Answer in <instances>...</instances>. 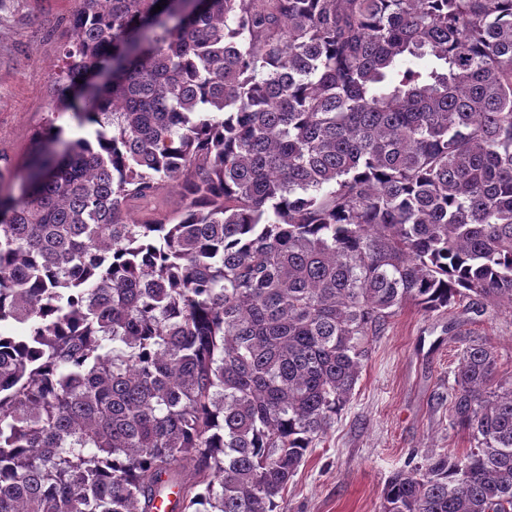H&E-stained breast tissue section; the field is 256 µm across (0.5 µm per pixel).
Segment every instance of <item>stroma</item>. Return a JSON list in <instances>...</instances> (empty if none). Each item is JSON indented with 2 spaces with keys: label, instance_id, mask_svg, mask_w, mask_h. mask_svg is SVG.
Returning a JSON list of instances; mask_svg holds the SVG:
<instances>
[{
  "label": "stroma",
  "instance_id": "obj_1",
  "mask_svg": "<svg viewBox=\"0 0 512 512\" xmlns=\"http://www.w3.org/2000/svg\"><path fill=\"white\" fill-rule=\"evenodd\" d=\"M74 0H0V193L18 191L32 132L54 98ZM489 340L512 373V311L475 315L457 305L397 311L370 337L350 401L288 485L279 512H381L388 478L426 451L465 454L470 439L448 417L461 337Z\"/></svg>",
  "mask_w": 512,
  "mask_h": 512
}]
</instances>
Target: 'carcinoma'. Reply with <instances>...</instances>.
Listing matches in <instances>:
<instances>
[{"label":"carcinoma","instance_id":"1","mask_svg":"<svg viewBox=\"0 0 512 512\" xmlns=\"http://www.w3.org/2000/svg\"><path fill=\"white\" fill-rule=\"evenodd\" d=\"M71 30L0 196V512H277L398 309L512 310V0H78ZM464 344L473 446L382 512H512V374Z\"/></svg>","mask_w":512,"mask_h":512}]
</instances>
